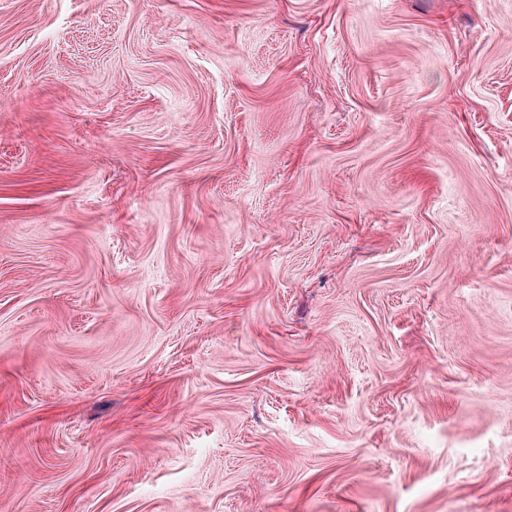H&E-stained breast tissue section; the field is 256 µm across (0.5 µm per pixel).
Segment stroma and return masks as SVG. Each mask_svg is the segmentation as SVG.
Segmentation results:
<instances>
[{
	"instance_id": "35a3bbf8",
	"label": "stroma",
	"mask_w": 512,
	"mask_h": 512,
	"mask_svg": "<svg viewBox=\"0 0 512 512\" xmlns=\"http://www.w3.org/2000/svg\"><path fill=\"white\" fill-rule=\"evenodd\" d=\"M0 512H512V0H0Z\"/></svg>"
}]
</instances>
